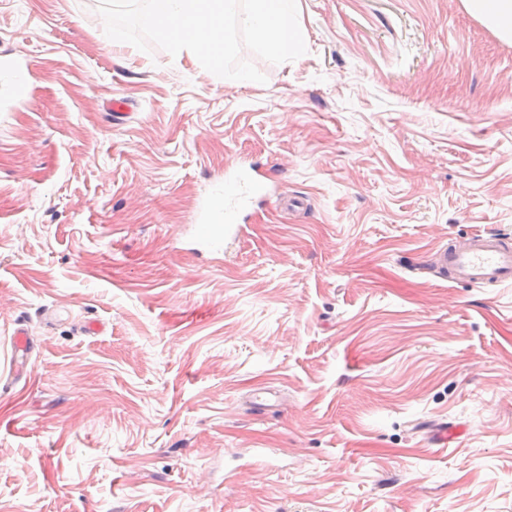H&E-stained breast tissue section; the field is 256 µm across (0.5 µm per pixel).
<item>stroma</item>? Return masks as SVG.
<instances>
[{
  "instance_id": "35a3bbf8",
  "label": "stroma",
  "mask_w": 512,
  "mask_h": 512,
  "mask_svg": "<svg viewBox=\"0 0 512 512\" xmlns=\"http://www.w3.org/2000/svg\"><path fill=\"white\" fill-rule=\"evenodd\" d=\"M98 6L0 0V512H512V286L428 263L512 234V44L460 0H299L305 54L242 53L261 84ZM241 157L270 192L213 254Z\"/></svg>"
}]
</instances>
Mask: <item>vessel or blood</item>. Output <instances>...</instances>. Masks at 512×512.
<instances>
[{"mask_svg":"<svg viewBox=\"0 0 512 512\" xmlns=\"http://www.w3.org/2000/svg\"><path fill=\"white\" fill-rule=\"evenodd\" d=\"M265 188L264 182L249 168L225 182L224 221L211 223L202 218L194 227L197 243L214 253H221L225 237H237L242 227L238 215L254 196ZM442 280L475 288H496L512 284V238L495 233H472L441 246L431 261Z\"/></svg>","mask_w":512,"mask_h":512,"instance_id":"vessel-or-blood-1","label":"vessel or blood"}]
</instances>
